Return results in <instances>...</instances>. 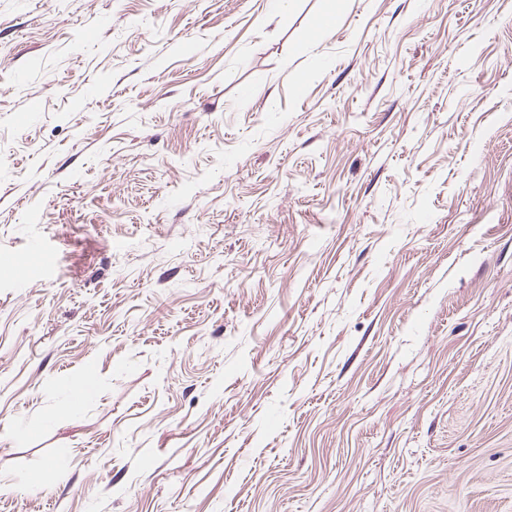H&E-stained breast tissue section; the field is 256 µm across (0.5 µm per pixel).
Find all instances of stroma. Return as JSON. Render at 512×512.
<instances>
[{"label":"stroma","mask_w":512,"mask_h":512,"mask_svg":"<svg viewBox=\"0 0 512 512\" xmlns=\"http://www.w3.org/2000/svg\"><path fill=\"white\" fill-rule=\"evenodd\" d=\"M2 255L0 512H512V0H0Z\"/></svg>","instance_id":"stroma-1"}]
</instances>
